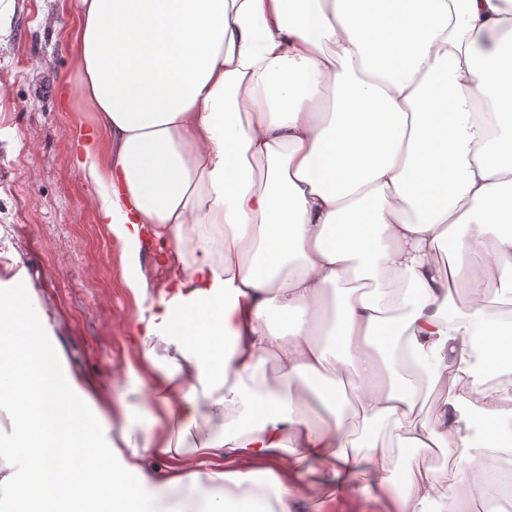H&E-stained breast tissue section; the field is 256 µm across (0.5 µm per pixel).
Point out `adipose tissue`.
<instances>
[{
	"instance_id": "1",
	"label": "adipose tissue",
	"mask_w": 512,
	"mask_h": 512,
	"mask_svg": "<svg viewBox=\"0 0 512 512\" xmlns=\"http://www.w3.org/2000/svg\"><path fill=\"white\" fill-rule=\"evenodd\" d=\"M73 148L139 314L125 366L151 423L72 372L31 281L0 280V488L16 512H426L444 476L492 475L462 410L497 434L512 390V0H76ZM166 270H141L147 243ZM453 244L454 255L438 254ZM468 299L457 304L460 285ZM336 413L310 426L267 364ZM449 397L431 418L422 383ZM164 461L148 471L146 458ZM406 460L412 463H418L427 466L437 472L447 473L448 482L445 484V488L442 492L446 495L451 492L461 494L464 487L455 482L454 476L457 470V463L455 458L445 448H431L430 450H416L414 448H395ZM448 484H452V491L447 489ZM447 485V487H446Z\"/></svg>"
}]
</instances>
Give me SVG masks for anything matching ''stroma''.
<instances>
[{
  "label": "stroma",
  "instance_id": "stroma-1",
  "mask_svg": "<svg viewBox=\"0 0 512 512\" xmlns=\"http://www.w3.org/2000/svg\"><path fill=\"white\" fill-rule=\"evenodd\" d=\"M76 29L73 0H15L0 43V271L19 256L71 369L129 403L114 430L140 432L150 417L124 370L138 306L70 148L76 126L93 118L76 94Z\"/></svg>",
  "mask_w": 512,
  "mask_h": 512
}]
</instances>
